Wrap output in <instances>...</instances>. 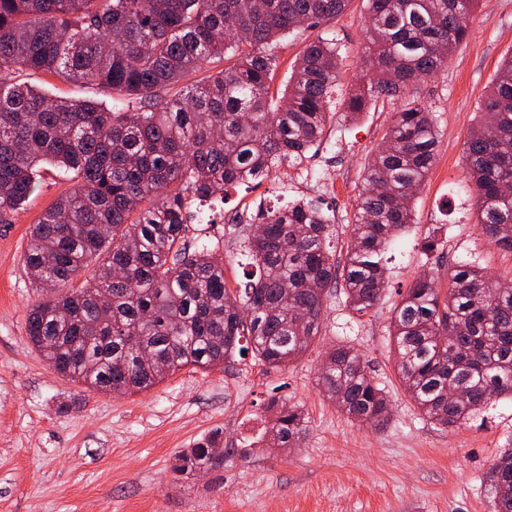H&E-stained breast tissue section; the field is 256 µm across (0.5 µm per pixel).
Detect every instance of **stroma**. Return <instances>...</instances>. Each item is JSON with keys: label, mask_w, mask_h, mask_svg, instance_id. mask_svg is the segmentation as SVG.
I'll list each match as a JSON object with an SVG mask.
<instances>
[{"label": "stroma", "mask_w": 512, "mask_h": 512, "mask_svg": "<svg viewBox=\"0 0 512 512\" xmlns=\"http://www.w3.org/2000/svg\"><path fill=\"white\" fill-rule=\"evenodd\" d=\"M367 26L365 0H350L336 18L288 35L274 95H282L305 45L324 33L342 47L341 93L357 87ZM509 55L512 0H481L470 37L434 74L377 98L358 119L336 115L301 164L229 188L223 204L189 225L188 244L218 247L226 284L236 288L249 268L235 228L288 198L319 196L335 222L336 256L344 258L365 170L395 112L415 101L436 117V157L412 203L413 225L386 255L382 301L357 317L343 293L330 289L320 335L280 368L249 358L206 371L185 367L134 394L96 391L54 371L27 336V314L49 292L28 278L25 256L33 225L73 183L43 167L28 204L0 221V512H494L488 470L500 449L512 448V400L501 399L485 425L434 426L399 382L388 324L401 292L436 261L512 277V254L487 243L476 194L459 188L468 133ZM429 236L443 241L442 259L424 254ZM341 342L360 353L388 393L390 415L381 425L348 418L317 385L326 351ZM271 396L301 405L309 417L296 447L253 444ZM216 430L225 447L249 449V456L194 475L175 472L178 455Z\"/></svg>", "instance_id": "obj_1"}]
</instances>
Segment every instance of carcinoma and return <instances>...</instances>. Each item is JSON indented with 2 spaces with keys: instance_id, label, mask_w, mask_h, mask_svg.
Returning <instances> with one entry per match:
<instances>
[{
  "instance_id": "obj_1",
  "label": "carcinoma",
  "mask_w": 512,
  "mask_h": 512,
  "mask_svg": "<svg viewBox=\"0 0 512 512\" xmlns=\"http://www.w3.org/2000/svg\"><path fill=\"white\" fill-rule=\"evenodd\" d=\"M480 0H367L365 77L344 101L350 119L381 95L430 75L469 37ZM348 0H0V219L21 208L41 165L76 184L32 229L27 272L54 295L26 319L31 343L60 375L96 391L135 393L192 366L233 363L242 352L270 368L303 355L321 331L323 300L340 287L364 316L382 299L384 250L414 223L411 200L433 165V113L409 103L395 114L358 196L360 222L344 263L319 198L264 214L263 233L239 230L255 271L243 288L224 280V259L183 243L194 210L319 146L340 47L305 46L281 98L270 95L273 46L305 23L336 16ZM236 63L167 96L203 65ZM112 90L115 104L53 98L17 80L21 71ZM482 233L512 252V55L496 71L465 142ZM99 264L84 275L92 260ZM418 278L393 308L390 336L407 396L442 429L478 419L512 396V279L471 263ZM447 341H438L439 336ZM324 395L360 423L385 421L387 393L347 344L326 352ZM463 397L448 400V393ZM258 441L292 448L303 409L265 406ZM213 432L178 457L177 470L224 465ZM495 512H512V448L489 470Z\"/></svg>"
}]
</instances>
